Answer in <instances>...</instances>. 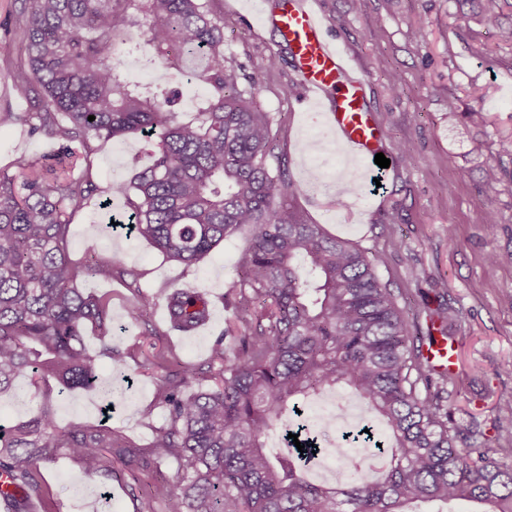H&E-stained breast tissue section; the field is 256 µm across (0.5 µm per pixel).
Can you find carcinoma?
Instances as JSON below:
<instances>
[{
    "label": "carcinoma",
    "instance_id": "obj_1",
    "mask_svg": "<svg viewBox=\"0 0 512 512\" xmlns=\"http://www.w3.org/2000/svg\"><path fill=\"white\" fill-rule=\"evenodd\" d=\"M214 0H13L16 57L10 71L24 112L0 111V128L21 126L58 144L61 172L22 155L0 170V394L33 370L71 389L98 380L105 357L117 368L125 352L104 341L92 355L86 330L112 333L105 297L84 293L80 279L130 275L118 253L82 263L69 254L72 214L95 196L124 200L131 231L165 259L187 267L242 228L249 245L230 284L234 318L210 347L207 369L156 363L160 404L169 425L139 448L112 427L56 426L40 405L29 419L0 426V474L17 493L7 512H30L46 500L41 463L58 451L89 473L112 474V459L146 473L175 460L176 481L154 484L141 512H414L413 502L465 499L485 512H512V466L488 448L457 444L442 393L453 376L430 377L415 346L417 317L398 306L376 274L374 260L348 242L307 224L282 199L293 196L281 165H272V118L224 59V16ZM512 0H481L479 15L496 24L498 42L512 45ZM143 58L146 82L120 70ZM205 86L194 119H179L178 78ZM95 120H88V116ZM486 123L481 105L449 112L448 121ZM129 135L153 141L148 165L133 155L131 177L100 188L90 171L91 144ZM499 171L482 169L487 196ZM168 328L190 335L210 317L196 288L165 298ZM151 298L128 309L148 324ZM208 374L214 386L184 389ZM424 391H419L418 385ZM353 389L363 416L381 420L384 445L366 436V455L343 443L334 452L351 472L332 487L305 476L313 456L293 439L271 441L284 419L326 390ZM378 465L379 476L364 475Z\"/></svg>",
    "mask_w": 512,
    "mask_h": 512
}]
</instances>
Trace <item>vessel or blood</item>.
<instances>
[{"instance_id":"obj_1","label":"vessel or blood","mask_w":512,"mask_h":512,"mask_svg":"<svg viewBox=\"0 0 512 512\" xmlns=\"http://www.w3.org/2000/svg\"><path fill=\"white\" fill-rule=\"evenodd\" d=\"M265 19L290 51L308 110L320 114L328 133L351 160L364 162L377 154L380 129L363 104L365 83L350 56L328 36L316 0H280ZM425 356L436 371L446 372L453 364V347L446 338L438 337L427 346Z\"/></svg>"}]
</instances>
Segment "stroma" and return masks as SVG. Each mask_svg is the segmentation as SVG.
Masks as SVG:
<instances>
[{
  "mask_svg": "<svg viewBox=\"0 0 512 512\" xmlns=\"http://www.w3.org/2000/svg\"><path fill=\"white\" fill-rule=\"evenodd\" d=\"M224 15V57L244 86L250 87L272 119L275 154L295 194L290 203L308 223L349 242L377 260V273L399 306L417 313L453 307L452 328L441 321H421L432 335L448 332L457 346V371L448 385L452 423L462 436L490 448L500 463L512 466V427L497 418L500 404L512 402V159L498 156L500 132L512 131V46L497 42L486 21L457 26L454 0H320L328 32L353 57L365 75V106L382 129L381 148L392 158L402 141L413 147L412 159L397 163L383 178V189L365 186L337 206L335 180L314 192L310 184L317 163L335 157L317 113L305 111L302 87L287 48L275 28L262 24L253 0H215ZM424 23L426 38L413 35ZM275 56V68L260 70L261 59ZM399 72L402 82L390 89L388 78ZM482 103L486 126L463 132L449 127L448 111L463 112ZM56 147L53 140L30 136L21 127L0 128V168L21 155L40 156ZM484 162L501 170L499 192L486 196L482 174L469 165L474 149ZM151 145L142 137L97 144L91 157L95 183L108 187L127 180L128 156L148 158ZM396 212L397 223L387 221ZM250 238L242 229L226 238L197 264L186 267L165 260L143 239L108 235L103 212L90 207L71 221L69 253L80 262L89 254H123L127 277L109 282L85 280V291L112 304V342L127 351V367L115 370L101 360L99 379L112 388L111 423L132 443L150 447L156 427L168 416L157 400V356L183 365L206 362L210 346L233 316L228 283ZM503 255L500 263L490 254ZM175 288L204 291L211 305L209 322L193 335L167 332L165 296ZM153 298L149 319L161 336L142 335L127 310L139 295ZM46 397L57 426L94 425L102 406L98 388L66 389L56 381L33 387L18 378L10 394L0 397V424L28 419L36 408L33 392ZM176 461L150 475L113 462L111 477L88 476L68 457L47 462L43 475L47 503L33 512H136L155 478L173 480Z\"/></svg>",
  "mask_w": 512,
  "mask_h": 512,
  "instance_id": "obj_1",
  "label": "stroma"
}]
</instances>
